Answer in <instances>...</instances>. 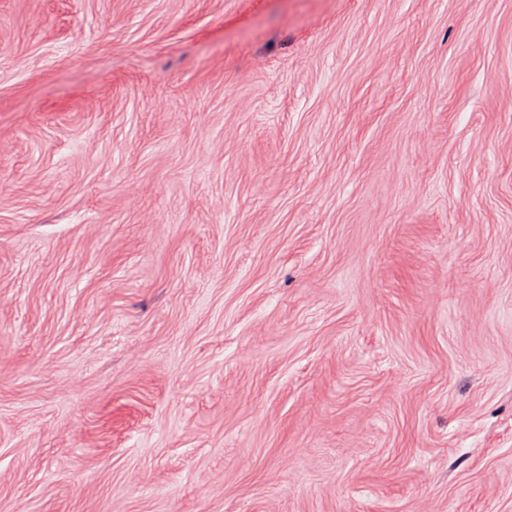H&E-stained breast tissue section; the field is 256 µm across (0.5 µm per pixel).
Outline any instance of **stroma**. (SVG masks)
<instances>
[{"instance_id": "1", "label": "stroma", "mask_w": 512, "mask_h": 512, "mask_svg": "<svg viewBox=\"0 0 512 512\" xmlns=\"http://www.w3.org/2000/svg\"><path fill=\"white\" fill-rule=\"evenodd\" d=\"M0 512H512V0H0Z\"/></svg>"}]
</instances>
